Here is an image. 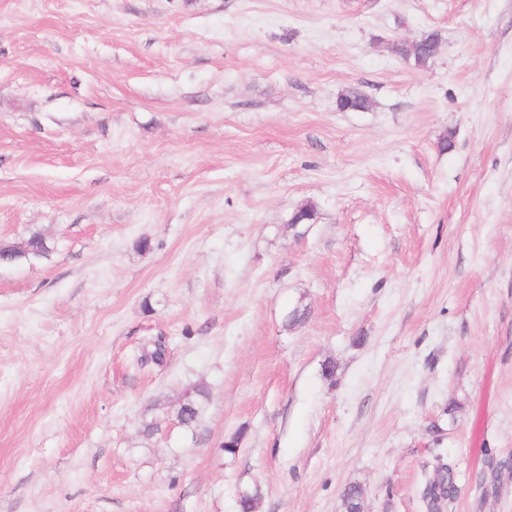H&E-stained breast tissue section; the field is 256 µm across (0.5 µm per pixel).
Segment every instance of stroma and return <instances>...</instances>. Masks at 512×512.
I'll use <instances>...</instances> for the list:
<instances>
[{
  "label": "stroma",
  "mask_w": 512,
  "mask_h": 512,
  "mask_svg": "<svg viewBox=\"0 0 512 512\" xmlns=\"http://www.w3.org/2000/svg\"><path fill=\"white\" fill-rule=\"evenodd\" d=\"M34 232L0 512H426L439 456L444 512H512V0H0V242ZM439 42V35L435 32L427 33L423 37L422 49L417 45H411L408 43H399L395 45V52L405 59H413L415 64L424 66L428 64L434 57L427 53L426 45L435 44ZM206 395L203 385L193 388L190 405L185 408L180 406L177 410L176 418L179 424L188 429L193 428L197 424L201 412V400L206 398ZM426 486H430V490L422 498L426 507L433 512L441 511L456 493L453 473L449 466L448 469H437L435 477L427 482ZM437 488L440 492L436 491Z\"/></svg>",
  "instance_id": "35a3bbf8"
}]
</instances>
